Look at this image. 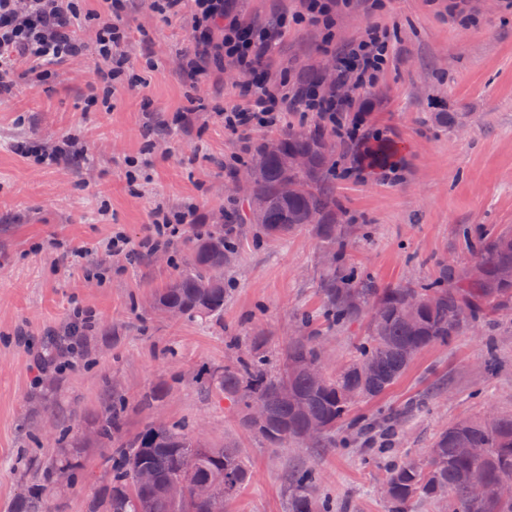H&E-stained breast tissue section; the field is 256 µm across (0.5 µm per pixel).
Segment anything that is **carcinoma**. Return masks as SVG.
Returning <instances> with one entry per match:
<instances>
[{
	"instance_id": "cac0c4a2",
	"label": "carcinoma",
	"mask_w": 512,
	"mask_h": 512,
	"mask_svg": "<svg viewBox=\"0 0 512 512\" xmlns=\"http://www.w3.org/2000/svg\"><path fill=\"white\" fill-rule=\"evenodd\" d=\"M259 145L247 172L249 196L239 220L252 224L258 207L264 218L257 223L265 237L278 240L306 228L323 244L326 270L324 298L332 323H347L366 314L367 337L356 346V356L332 374L319 380L310 369L320 363V352L311 331V320L297 321L294 337L284 349L280 373L268 368L265 357L241 358L233 366H217L204 373L205 381L224 397L248 409L261 402L267 420L256 426L242 415V425L261 435L270 445L305 444L312 425L322 431L311 445L324 448L336 429L354 421L356 403L385 393L423 349L450 342L474 326L512 310V231L472 233L463 229L470 254L464 266L440 263L435 277L423 281L379 286L350 262L347 254L349 225L343 223V208L336 195V143L320 129H290ZM234 225L213 224L193 234L187 266L154 294V306L176 310L186 318L207 319L224 313V281L217 278L233 258ZM431 298V304L424 303ZM415 317L405 318L408 302ZM289 389L292 403L284 395ZM124 427L121 403L104 407L96 427L97 440L112 446ZM485 449L483 466L488 480L499 482L512 476V415L484 416L459 422L438 435L423 461L407 460L394 466L386 479L388 502L393 512H402L415 498L435 500L448 494V512H512L511 498L478 501L471 496L468 474L473 466L459 444ZM192 450L197 456L194 472L182 470V458ZM149 469L155 484L140 487L138 469ZM224 480L222 499L197 502L188 488L197 481ZM252 478V471L236 448H212L198 434L169 425L164 429L149 422L137 433L120 441V462L112 474L105 512H224V503L234 499ZM317 476L312 469L296 472L288 493V512H321L313 497ZM179 483L183 491L169 494ZM23 512H54L49 495L34 496L21 503Z\"/></svg>"
}]
</instances>
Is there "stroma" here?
<instances>
[{"label": "stroma", "mask_w": 512, "mask_h": 512, "mask_svg": "<svg viewBox=\"0 0 512 512\" xmlns=\"http://www.w3.org/2000/svg\"><path fill=\"white\" fill-rule=\"evenodd\" d=\"M351 0L337 18L343 46L372 24L390 27L399 55L382 78L356 90L355 107L387 145L402 179L382 169L337 177L336 194L350 224L353 260L381 286L433 276L440 261L465 263L463 228L512 229V10L481 0L477 24L448 16L452 0ZM127 54L146 88H117L109 112L83 109L92 56L67 63L41 87L18 84L0 98V512L21 497L51 491L57 512H88L106 497L112 451L85 440L114 398L127 407L125 434L162 420L201 434L215 448L239 449L253 479L224 512H288L293 474L313 468L315 495L331 512H388L382 487L393 464L425 458L448 426L512 414V314L424 349L385 393L354 414L367 433L345 424L332 448L270 446L243 428L240 409L202 384L207 368L235 364L245 352L278 361L303 312L321 311V246L308 229L283 240L256 225L238 228L224 269V315L202 324L173 319L149 299L184 266L187 238L168 252L114 265L106 283L84 277L63 249H96L114 230L139 241L155 205L192 199L204 224H220L243 207L246 174L224 164L240 142L219 116L244 84L232 68L191 83L179 66L190 45L191 17L153 15L147 0L127 4ZM330 61L320 29L293 26L272 51L276 74L324 73ZM199 113L194 126H172L175 113ZM457 113L453 125L435 121ZM72 134L87 159L55 169L28 165L16 140L54 142ZM148 162V179L129 180L128 158ZM107 215H100V208ZM60 241L52 249L51 241ZM95 325L83 353L63 375H38L36 353L62 331L74 306ZM365 321L320 325L328 370L353 355ZM163 398L141 402L151 390ZM393 439H386L387 425Z\"/></svg>", "instance_id": "1"}]
</instances>
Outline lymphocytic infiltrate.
Returning a JSON list of instances; mask_svg holds the SVG:
<instances>
[{
  "instance_id": "1",
  "label": "lymphocytic infiltrate",
  "mask_w": 512,
  "mask_h": 512,
  "mask_svg": "<svg viewBox=\"0 0 512 512\" xmlns=\"http://www.w3.org/2000/svg\"><path fill=\"white\" fill-rule=\"evenodd\" d=\"M192 10V50L180 66L189 77L208 65L236 67L245 77L241 102L222 114L224 128L234 134L283 126L292 112H310L341 141L363 143L372 131L364 112L340 95L348 78L358 84L376 83L391 60L389 28L374 26L368 33L335 50V75L330 80L290 81L274 77L268 60L273 40L287 33L291 23L322 26L325 43L333 41L336 15L349 0H300L292 16H279L275 25L259 26L243 20L235 0H150L153 12L170 18L183 5ZM125 0H104L102 12H83L79 0H0V94L11 93L14 70L24 67L31 83L47 79L57 68L85 54L99 62L88 81V107L112 109V90L122 83L127 55ZM15 154L40 166H52L68 156H83L86 145L75 136L54 143L32 138L16 141ZM195 203L176 208L155 207L139 246L148 254L169 249L189 224L198 223Z\"/></svg>"
}]
</instances>
